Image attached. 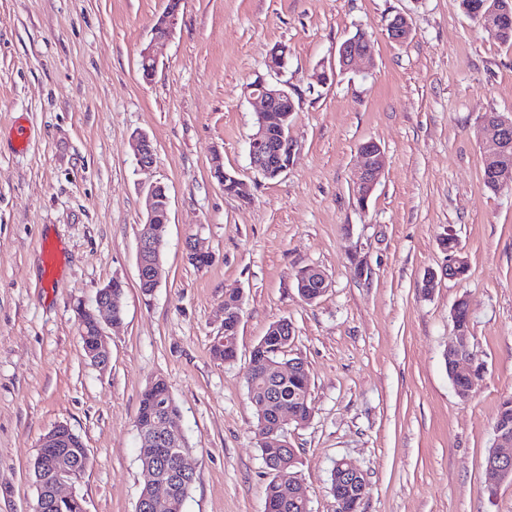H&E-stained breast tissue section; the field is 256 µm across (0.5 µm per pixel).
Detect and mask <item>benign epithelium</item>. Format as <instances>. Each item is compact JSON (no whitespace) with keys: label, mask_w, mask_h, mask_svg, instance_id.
Instances as JSON below:
<instances>
[{"label":"benign epithelium","mask_w":512,"mask_h":512,"mask_svg":"<svg viewBox=\"0 0 512 512\" xmlns=\"http://www.w3.org/2000/svg\"><path fill=\"white\" fill-rule=\"evenodd\" d=\"M178 11L168 10L163 13L151 30L149 44L141 49V64L149 75L156 73L158 62L154 54V45L171 37L176 25ZM410 28L407 18L396 15L389 25V38L395 42L402 41L404 31ZM369 39H345L339 46L336 59L331 63V68L341 70L350 69L358 60L370 54ZM287 49L276 46L269 51V70L278 76L283 75L286 65ZM295 89L288 81L277 80L274 83L266 81L263 77H257L246 86L249 97L260 103L256 113L257 123L255 132L249 142V160L251 169L259 176L264 177L272 173L283 175L293 165L294 157L298 151V145L293 144L286 153H281L272 144L273 136L279 140L292 139L290 128L283 124V113L288 111V104L294 103L293 93ZM484 129L483 148L487 150L494 161L495 178L499 188L506 186V177L512 175V163L500 157L501 144L507 141L509 132L512 131V115H499L492 120L488 116H482ZM134 157L138 166L147 169L153 166L155 161V149L149 136L138 134L134 137ZM363 158L362 166L353 177V193H358L359 187L374 190L384 170V154L381 147L370 142L359 148ZM145 206L147 219L142 225L138 235L137 263L139 281L148 282L152 289H157L161 283V246L162 238L160 229L156 228V214L160 211H169V199L163 185L156 183L150 186L146 193ZM468 261L463 256L459 247L448 254L445 264L441 267L442 274L448 279L459 278L460 270L467 267ZM303 276L315 283L319 288V294H324L329 288V280L326 274L315 268L304 269ZM121 282L117 279L99 290L96 296L94 308L87 310V319L77 322L78 335L92 334L96 336L94 347L88 353V359L99 368H106L110 362V351L106 341L105 326L115 319V308L121 306L120 297L123 293L117 290ZM457 341L450 349L452 366L458 372L473 374L479 366L475 365L468 352V336L461 329H456ZM261 412L269 413L272 417L273 432L277 433L286 429V425L296 421L292 411L285 405H278L271 400H263L260 404ZM178 419L171 415L164 416L156 424L154 432L144 441L142 453L148 458L162 460L170 453V449L177 446L181 440V434L177 427ZM67 428L65 424H58L50 429L41 438L36 455V464L43 475L42 481L37 483V498L32 512H51L60 507L62 501H78L80 495L74 490L76 483L80 481L84 471L65 461V441L62 432ZM494 446L490 450L487 461V470L500 479L512 478V431L503 426L494 427ZM339 482L354 491L357 487L367 490L366 481L361 479L362 473L353 464L344 459L336 465ZM149 480L145 486L144 496L140 497L136 512H150L160 504L170 500L176 491L172 479L162 474L159 466L152 464L145 466ZM281 475L285 476L286 485L290 487L291 495L296 501L308 503L304 494L302 483L296 474L287 473L282 469Z\"/></svg>","instance_id":"obj_1"}]
</instances>
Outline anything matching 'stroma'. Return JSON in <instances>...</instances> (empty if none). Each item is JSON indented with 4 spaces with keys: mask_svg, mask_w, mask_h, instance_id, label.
<instances>
[{
    "mask_svg": "<svg viewBox=\"0 0 512 512\" xmlns=\"http://www.w3.org/2000/svg\"><path fill=\"white\" fill-rule=\"evenodd\" d=\"M166 5L0 0V512H32L39 440L58 423L88 447L77 486L88 512H135L147 476L134 421L158 376L196 467L182 512H265L245 374L281 319L309 370L313 415L289 425L288 441L310 512H336L329 478L342 458L367 481L360 512H512V480L494 482L485 463L512 397V189L484 188L479 129L486 113H512V46L460 0H182L147 82L139 54ZM398 13L412 26L402 43L387 35ZM359 31L372 59L313 81ZM277 45L288 50L299 150L266 180L249 165L257 105L245 87ZM139 132L156 151L147 170L130 149ZM368 141L386 168L362 207L352 185ZM215 152L249 199L212 176ZM157 182L169 197L165 274L146 295L137 239ZM447 234L468 272L424 291ZM191 239L210 263L189 262ZM310 266L330 286L307 303L296 283ZM115 278L123 320L107 330L102 370L83 353L75 307ZM230 288L242 292V318L237 358L222 362L211 346ZM462 297L469 353L484 368L466 399L444 360Z\"/></svg>",
    "mask_w": 512,
    "mask_h": 512,
    "instance_id": "1",
    "label": "stroma"
}]
</instances>
